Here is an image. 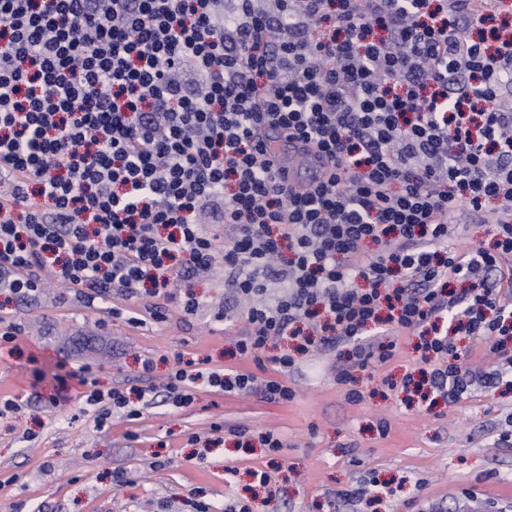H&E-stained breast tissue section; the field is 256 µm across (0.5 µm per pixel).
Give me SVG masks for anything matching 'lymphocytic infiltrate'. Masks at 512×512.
<instances>
[{
	"mask_svg": "<svg viewBox=\"0 0 512 512\" xmlns=\"http://www.w3.org/2000/svg\"><path fill=\"white\" fill-rule=\"evenodd\" d=\"M510 86L502 0H0V289L26 299L45 269L91 301L146 289L189 315L174 288L220 260L250 301L240 357L283 338L343 348L336 382L358 402L353 370L394 355L385 326L420 337L421 377L457 402L478 372L453 334L512 343ZM268 126L329 174L291 190ZM463 207L492 213L490 247L449 246ZM210 224L232 226L224 247ZM191 366L175 353L168 403H192ZM54 380L50 403L77 381L98 425L142 415L88 367Z\"/></svg>",
	"mask_w": 512,
	"mask_h": 512,
	"instance_id": "f902f5d3",
	"label": "lymphocytic infiltrate"
}]
</instances>
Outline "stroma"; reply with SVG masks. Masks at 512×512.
<instances>
[{
  "mask_svg": "<svg viewBox=\"0 0 512 512\" xmlns=\"http://www.w3.org/2000/svg\"><path fill=\"white\" fill-rule=\"evenodd\" d=\"M183 289L198 301L195 315L171 301L165 321L138 327L128 319L152 304L145 294L90 303L47 274L28 301L0 294V327H14L17 345L0 352V398L17 405L0 416V512H195L196 500L221 507L238 497L249 498L252 512H486L491 503L512 512V447L497 444L512 425V386L478 382L431 410L408 404L382 384L419 362L416 336L401 333L391 360L354 371L364 399L352 404L336 383L338 352L298 356L283 377L272 359L289 351L288 341L268 345L259 365L233 357L247 322L223 262ZM115 305L124 315L113 316ZM175 351L212 368L281 378L295 395L272 402L259 391L229 395L201 383L189 406L159 398L136 423L116 417L103 428L81 387L59 405L48 401L57 363L89 367L101 389L133 392L163 387ZM268 431L284 442L274 455L259 441ZM256 469L269 473V489L257 487ZM360 484L368 488L362 501L340 499Z\"/></svg>",
  "mask_w": 512,
  "mask_h": 512,
  "instance_id": "obj_1",
  "label": "stroma"
}]
</instances>
